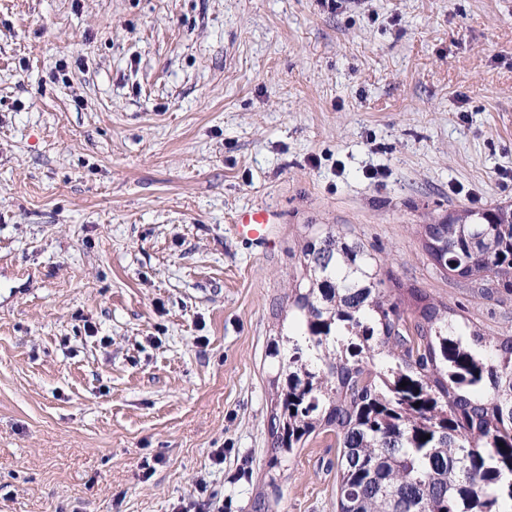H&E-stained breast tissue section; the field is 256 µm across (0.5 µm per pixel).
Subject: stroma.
I'll return each instance as SVG.
<instances>
[{
	"mask_svg": "<svg viewBox=\"0 0 512 512\" xmlns=\"http://www.w3.org/2000/svg\"><path fill=\"white\" fill-rule=\"evenodd\" d=\"M504 205L512 0H0V512H172L202 479L212 512H336L334 434L270 464L304 242L512 333V293L422 239ZM265 222L266 215L263 206H253L242 211L237 221L244 234L260 243L265 241Z\"/></svg>",
	"mask_w": 512,
	"mask_h": 512,
	"instance_id": "1",
	"label": "stroma"
}]
</instances>
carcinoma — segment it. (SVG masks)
I'll return each instance as SVG.
<instances>
[{"mask_svg":"<svg viewBox=\"0 0 512 512\" xmlns=\"http://www.w3.org/2000/svg\"><path fill=\"white\" fill-rule=\"evenodd\" d=\"M424 225L433 264L512 292V209ZM291 288L297 330L274 338L273 461L336 432V512H512V334L492 336L402 283L347 234L308 240ZM408 385L403 386L401 382ZM430 438H425V435Z\"/></svg>","mask_w":512,"mask_h":512,"instance_id":"carcinoma-1","label":"carcinoma"}]
</instances>
